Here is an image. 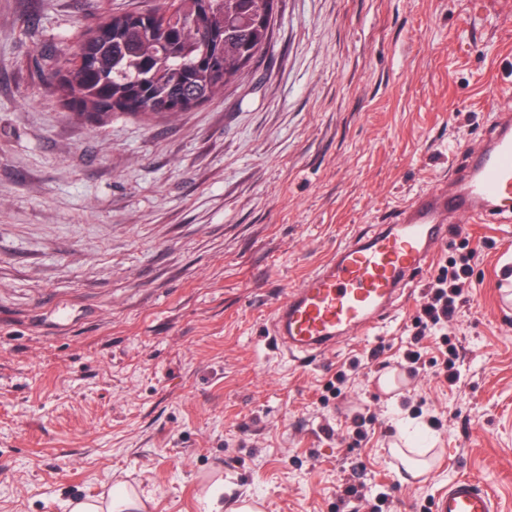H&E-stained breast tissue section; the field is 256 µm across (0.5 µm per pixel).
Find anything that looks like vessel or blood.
<instances>
[{"mask_svg": "<svg viewBox=\"0 0 512 512\" xmlns=\"http://www.w3.org/2000/svg\"><path fill=\"white\" fill-rule=\"evenodd\" d=\"M512 218V109L499 108L483 144L464 151L448 180L415 196L394 223L354 235L296 288L272 317L273 339L291 359L318 356L349 333L374 327L464 223ZM433 512H493L489 492L469 478L449 483Z\"/></svg>", "mask_w": 512, "mask_h": 512, "instance_id": "1", "label": "vessel or blood"}]
</instances>
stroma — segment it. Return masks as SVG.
I'll list each match as a JSON object with an SVG mask.
<instances>
[{
    "mask_svg": "<svg viewBox=\"0 0 512 512\" xmlns=\"http://www.w3.org/2000/svg\"><path fill=\"white\" fill-rule=\"evenodd\" d=\"M163 3L0 0V512H68L118 481L143 512H207L219 486L261 512H430L459 477L512 512V223L465 231L456 386L428 337L425 369L379 387L423 275L315 360L270 334L289 289L512 106V0H281L272 50L223 96L73 118L53 74L80 35ZM405 441L428 472L394 459Z\"/></svg>",
    "mask_w": 512,
    "mask_h": 512,
    "instance_id": "35a3bbf8",
    "label": "stroma"
}]
</instances>
